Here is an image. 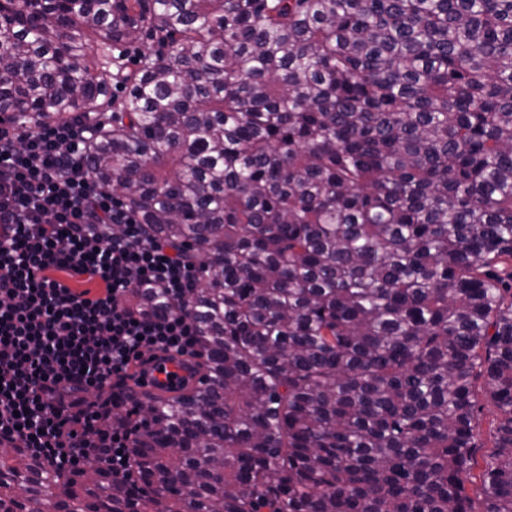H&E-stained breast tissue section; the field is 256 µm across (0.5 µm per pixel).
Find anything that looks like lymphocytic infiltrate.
Instances as JSON below:
<instances>
[{
    "label": "lymphocytic infiltrate",
    "mask_w": 512,
    "mask_h": 512,
    "mask_svg": "<svg viewBox=\"0 0 512 512\" xmlns=\"http://www.w3.org/2000/svg\"><path fill=\"white\" fill-rule=\"evenodd\" d=\"M91 128L0 121V444L66 478L92 457L128 482L141 425L114 385L131 364L145 377L198 347L187 311L152 314L128 297L148 287L185 300L200 267L92 178Z\"/></svg>",
    "instance_id": "obj_1"
}]
</instances>
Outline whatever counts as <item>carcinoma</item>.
I'll list each match as a JSON object with an SVG mask.
<instances>
[{
  "label": "carcinoma",
  "instance_id": "cac0c4a2",
  "mask_svg": "<svg viewBox=\"0 0 512 512\" xmlns=\"http://www.w3.org/2000/svg\"><path fill=\"white\" fill-rule=\"evenodd\" d=\"M0 115L204 270L137 480L1 445L0 512H475L479 381L512 512V0H0Z\"/></svg>",
  "mask_w": 512,
  "mask_h": 512
}]
</instances>
